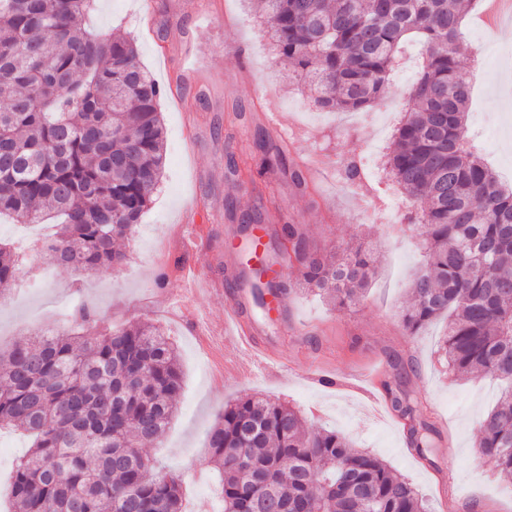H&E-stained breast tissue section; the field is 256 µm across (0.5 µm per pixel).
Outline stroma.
<instances>
[{"label": "stroma", "instance_id": "1", "mask_svg": "<svg viewBox=\"0 0 512 512\" xmlns=\"http://www.w3.org/2000/svg\"><path fill=\"white\" fill-rule=\"evenodd\" d=\"M191 0H96L89 25L135 39L142 65L163 88L160 101L166 161L153 201L124 247L129 258L107 273L76 274L33 252L47 226L0 220V241L23 253L26 268L0 300V352L38 329L68 323L81 301L107 324L142 319L159 324L176 343L182 389L175 419L147 454L182 476L191 512H219V486L208 465V432L226 405L256 393L305 410L310 430H336L356 447L386 461L413 484L430 512H512V485L502 482L476 446L478 423L500 396L498 381L445 374L438 348L447 326L437 319L407 335L403 309L422 267L425 239L404 213L379 207V197L406 201L391 179L350 183L349 160L362 169L382 164L366 143L392 141L403 120L404 85L422 62L407 44L391 83L372 109L353 121L316 109L309 86L298 83L254 17L252 0H208L196 16ZM471 12L463 35L464 70L474 57L484 67L472 83L465 137L476 141L500 178L512 176V18L496 31ZM248 69L249 80L239 76ZM206 87L207 96L193 92ZM285 123L272 130L267 113ZM281 147L285 167L259 172V139ZM254 169L238 184L229 160ZM305 171L307 194L295 191L293 168ZM260 215L261 226L299 225L317 250L365 239L376 244V274L361 301L334 307L318 295L291 291L283 314H267L251 294L243 301L259 341L276 346L278 371L254 368L238 376L236 345L224 339V296L238 264L259 265L280 244L261 249L239 232V213ZM164 286H157L159 273ZM383 367L385 379L402 373L405 387L426 402L438 425L432 461L411 452L401 420L380 410L360 376Z\"/></svg>", "mask_w": 512, "mask_h": 512}]
</instances>
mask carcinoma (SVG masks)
I'll list each match as a JSON object with an SVG mask.
<instances>
[{
  "mask_svg": "<svg viewBox=\"0 0 512 512\" xmlns=\"http://www.w3.org/2000/svg\"><path fill=\"white\" fill-rule=\"evenodd\" d=\"M96 0H0V216L57 226L41 250L73 272H107L128 259L129 238L165 162L158 101L133 40L85 26ZM465 0H257L277 52L307 78L319 107L365 109L384 96L407 39L425 61L408 91L386 168L411 200L408 223L424 229L427 268L413 280L403 316L414 336L448 316L439 347L461 377L508 382L478 426L480 455L512 485V186L464 145L470 86L460 62ZM261 170L284 153L259 141ZM275 234L292 246L303 289L339 308L356 305L374 272L372 248L346 242L310 250L296 224ZM20 255L0 242V286ZM286 292L252 284L255 304ZM74 335L40 330L0 354V427L32 439L16 462L12 512H185L183 479L156 469L142 448L165 434L181 390L178 353L150 322L99 328L84 302ZM409 421L422 460L436 431L422 402L386 386ZM223 512H429L402 475L334 430L313 432L299 409L244 396L208 435Z\"/></svg>",
  "mask_w": 512,
  "mask_h": 512,
  "instance_id": "carcinoma-1",
  "label": "carcinoma"
}]
</instances>
